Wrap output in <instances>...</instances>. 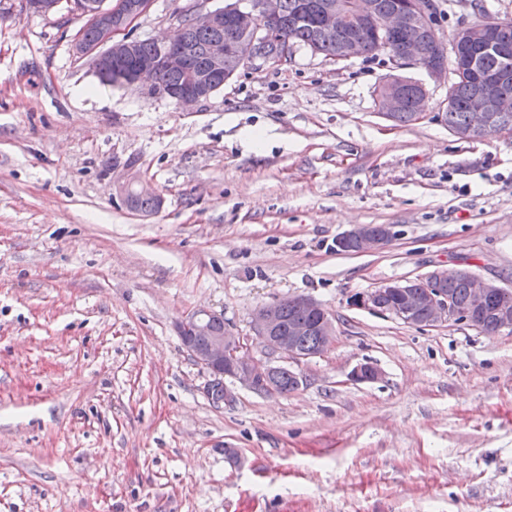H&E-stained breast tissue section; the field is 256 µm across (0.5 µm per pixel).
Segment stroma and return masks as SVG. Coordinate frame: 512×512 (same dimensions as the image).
<instances>
[{
    "label": "stroma",
    "mask_w": 512,
    "mask_h": 512,
    "mask_svg": "<svg viewBox=\"0 0 512 512\" xmlns=\"http://www.w3.org/2000/svg\"><path fill=\"white\" fill-rule=\"evenodd\" d=\"M82 24L0 0V512H512V333L347 305L439 268L512 288V137L454 136L419 65L424 117L384 119V54L300 49L182 109L102 84ZM133 176L155 214L117 199ZM353 224L395 236L336 251ZM297 296L336 326L306 385L214 406L176 321L247 336Z\"/></svg>",
    "instance_id": "35a3bbf8"
}]
</instances>
